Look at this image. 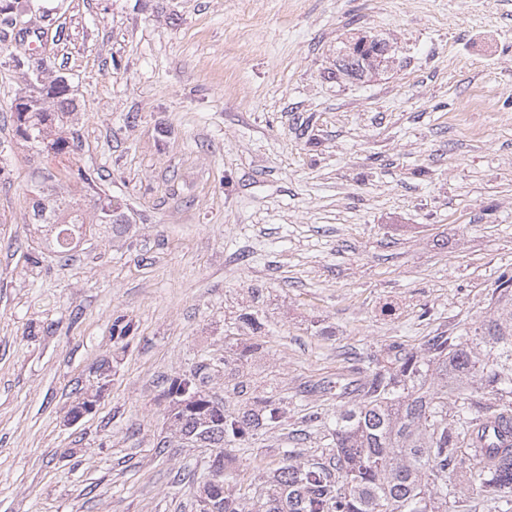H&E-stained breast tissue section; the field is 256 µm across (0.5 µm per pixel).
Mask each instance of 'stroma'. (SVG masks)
Returning <instances> with one entry per match:
<instances>
[{"mask_svg":"<svg viewBox=\"0 0 512 512\" xmlns=\"http://www.w3.org/2000/svg\"><path fill=\"white\" fill-rule=\"evenodd\" d=\"M22 2L77 141L52 160L16 137L30 78L0 14V512H199L212 450L167 398L198 369L225 411L284 405L224 471L254 495L296 430L301 461L328 446L352 363L489 315L512 273V0ZM360 34L387 66L337 75ZM46 167L87 220L76 173L100 174L124 231L58 259L30 222Z\"/></svg>","mask_w":512,"mask_h":512,"instance_id":"1","label":"stroma"}]
</instances>
